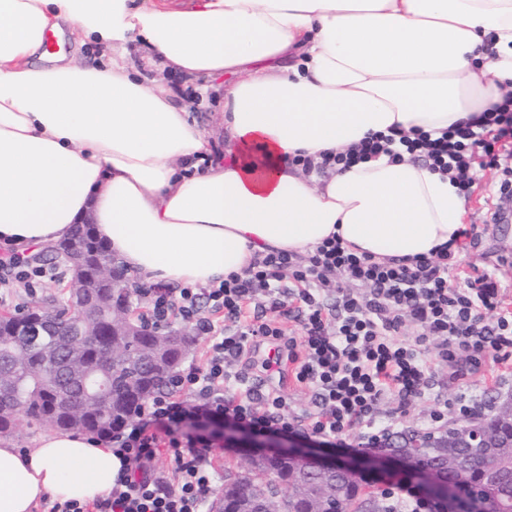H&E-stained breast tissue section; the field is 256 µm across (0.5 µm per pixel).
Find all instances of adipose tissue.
<instances>
[{
    "label": "adipose tissue",
    "instance_id": "adipose-tissue-1",
    "mask_svg": "<svg viewBox=\"0 0 512 512\" xmlns=\"http://www.w3.org/2000/svg\"><path fill=\"white\" fill-rule=\"evenodd\" d=\"M70 28L106 63L57 56ZM216 89L226 146L128 61ZM512 91V0H0V246L50 248L89 222L148 284H217L255 253L330 235L378 260L459 240L454 181L382 155L320 162L374 134L442 131ZM120 462L89 435L0 439V512L109 493Z\"/></svg>",
    "mask_w": 512,
    "mask_h": 512
}]
</instances>
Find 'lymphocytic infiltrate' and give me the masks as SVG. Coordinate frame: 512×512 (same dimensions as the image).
Returning a JSON list of instances; mask_svg holds the SVG:
<instances>
[{
  "instance_id": "1",
  "label": "lymphocytic infiltrate",
  "mask_w": 512,
  "mask_h": 512,
  "mask_svg": "<svg viewBox=\"0 0 512 512\" xmlns=\"http://www.w3.org/2000/svg\"><path fill=\"white\" fill-rule=\"evenodd\" d=\"M397 141L433 170L457 173L460 191L490 169L501 175L494 193L512 196L511 92L437 138L372 137L323 163L347 167L390 153ZM452 255L445 247L411 262L378 261L348 252L332 236L306 255H260L217 286L148 289L157 320L191 323L206 337V361L175 372L170 392L102 434L120 461L109 494L55 501L49 512H209L217 473L208 454L220 440L213 423L256 436L314 438L343 453L383 449L408 406L438 388L437 367L462 380L485 359L512 361V312L500 305L493 273L451 286ZM45 275L20 254L0 253L4 292L34 287ZM410 322L420 334H406ZM287 362L314 395L312 409L299 414L270 373ZM392 398L397 407L385 411ZM162 457L170 475L154 468Z\"/></svg>"
}]
</instances>
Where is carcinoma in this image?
<instances>
[{
	"label": "carcinoma",
	"instance_id": "1",
	"mask_svg": "<svg viewBox=\"0 0 512 512\" xmlns=\"http://www.w3.org/2000/svg\"><path fill=\"white\" fill-rule=\"evenodd\" d=\"M85 293L84 303L99 320L92 336H62L48 330L32 344L11 333L31 319L70 309V288L45 307L11 314L0 324V437L11 434L21 410L47 428L105 433L148 398L168 389L192 339L183 335L175 340L170 332L156 329L146 332L141 316L136 323L114 328L105 307L130 309L129 291L100 287ZM57 353L67 357V370L105 371L111 381L108 394L83 410L63 404L58 399L62 381L52 363ZM476 425L487 434L489 448L459 445L469 431L465 424L437 436L412 431L393 451L406 455L415 471L439 468L446 453H456L459 466L448 470V488L458 512H512V458L505 463L496 460V449H512V398L494 413L478 416ZM255 471L267 474V483L257 482ZM329 489L334 495L318 506ZM279 501L284 512H313L319 507L323 512H389V505L363 490L357 479L336 473L328 480L286 456H259L247 470L224 469V487L212 507L217 512H267V505Z\"/></svg>",
	"mask_w": 512,
	"mask_h": 512
}]
</instances>
